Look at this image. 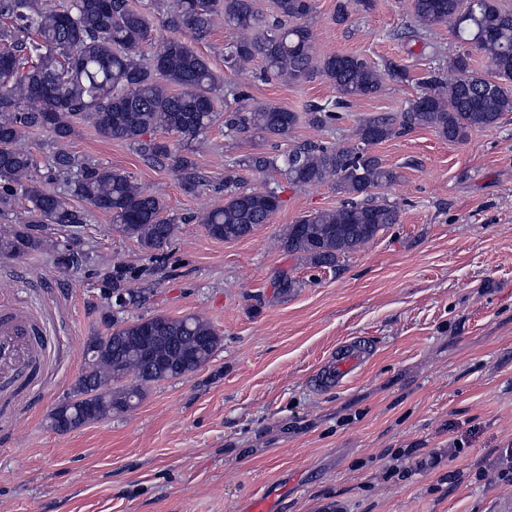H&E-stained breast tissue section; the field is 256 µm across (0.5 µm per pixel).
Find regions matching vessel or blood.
I'll return each instance as SVG.
<instances>
[{
	"label": "vessel or blood",
	"mask_w": 512,
	"mask_h": 512,
	"mask_svg": "<svg viewBox=\"0 0 512 512\" xmlns=\"http://www.w3.org/2000/svg\"><path fill=\"white\" fill-rule=\"evenodd\" d=\"M45 329L29 310L0 304V383L27 390L41 388L45 378L40 360L44 354ZM370 358L369 349L353 342L329 356L309 380L318 392L340 389L358 374Z\"/></svg>",
	"instance_id": "vessel-or-blood-1"
}]
</instances>
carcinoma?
<instances>
[{
    "label": "carcinoma",
    "mask_w": 512,
    "mask_h": 512,
    "mask_svg": "<svg viewBox=\"0 0 512 512\" xmlns=\"http://www.w3.org/2000/svg\"><path fill=\"white\" fill-rule=\"evenodd\" d=\"M48 2L0 0V203L9 205L19 193L31 215L22 224L0 226V257L50 250L66 272L75 263L76 243L65 249L63 241L42 236L38 228L81 224L84 214L35 178L33 159L20 145L25 134L43 130L61 143L75 133V120H88L106 140L126 142L142 156L172 160L184 186L193 189L196 166L181 151L215 123L217 91L224 90L229 132L285 139L299 122L300 115L276 105L249 107L232 87L223 86L194 48L209 34L212 14L224 13L225 22L241 32L226 47L229 68L242 70L259 61L265 79L304 81L321 75L340 94L338 108L380 93L387 80H407V70L393 62L380 68L341 54L314 61L306 21L315 12V0H274L270 16L259 14L254 0H172L165 23L184 36L158 42L153 20L129 0H70L65 9ZM407 6L413 31L446 23L464 45L450 64L453 79L430 73L421 81L420 95L397 115L365 120L351 146L309 142L286 154L242 160L261 172L278 171L296 187L329 182L341 195L336 208L307 215L283 234L288 254L315 268L338 266L400 221L397 206L372 196V190L399 179L372 154L373 146L421 128L463 144L471 132L494 127L512 112V10L499 0H408ZM474 50L487 58L489 75L472 68ZM305 115L316 128L340 118L324 105L312 106ZM158 131L175 142L149 137ZM53 166L65 175L76 172L71 193L109 214L112 231L136 239L144 251L163 249L178 233L179 225L162 216V199L128 173L82 164L63 149L53 155ZM280 206L275 188L242 190L228 177L224 204L206 212L200 223L209 237L231 242L268 223ZM112 296L118 306L138 298L128 282L116 277ZM105 320L110 332L88 339L85 366L70 396L48 415L54 430L62 417L74 430L129 410L142 399L143 385L195 372L221 343L200 315L118 322L108 314ZM127 376L131 382L120 384Z\"/></svg>",
    "instance_id": "1"
}]
</instances>
